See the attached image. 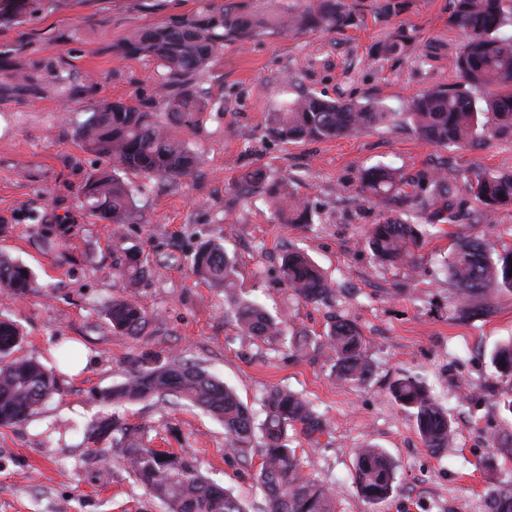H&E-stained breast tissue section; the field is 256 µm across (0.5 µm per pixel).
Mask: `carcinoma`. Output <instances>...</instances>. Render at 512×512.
I'll use <instances>...</instances> for the list:
<instances>
[{"instance_id":"carcinoma-1","label":"carcinoma","mask_w":512,"mask_h":512,"mask_svg":"<svg viewBox=\"0 0 512 512\" xmlns=\"http://www.w3.org/2000/svg\"><path fill=\"white\" fill-rule=\"evenodd\" d=\"M194 13L173 22L137 30L118 47L126 56H149L166 70L158 104L140 99L96 104L78 129L82 147L112 162V171L90 178L81 188L84 207L111 224H133L137 212L131 186L124 175L135 172L160 183L193 175L199 165L179 129L199 126L216 103L193 88L194 76L205 71L224 50V42L267 32L288 34L307 30L332 32L355 24L344 0H301V4L268 14L239 15L199 0ZM38 10L36 0H0V23L15 21L26 11ZM449 23L462 35L455 68L459 81L426 90L400 110L373 102L344 103L313 92H301L288 106L268 113L266 135L282 143L331 139L380 124L410 126L427 142L442 148L472 147L487 130L512 135V0H452ZM410 42L403 31L388 35L375 48L377 56L404 51ZM359 202L380 201L396 209L367 229L365 243L378 264L415 269L421 265L429 228L455 220L465 199L479 205L488 222L499 210L512 206V175L471 172L451 184L442 171L406 174L389 166L360 173L353 186ZM274 214L291 224H307L310 204L281 183L268 190ZM194 275L224 287L238 332L253 339H277L293 355L305 358L321 350L332 362L336 379L357 387L369 385L373 368L366 339L347 318L333 321L323 336L288 330V322L271 315L261 304L242 297L235 284L236 260L218 241H207L188 257ZM444 267L456 291L451 319H473L479 307L474 299L491 290L512 291V249L497 252L477 237L461 236ZM116 275L127 291L112 299L107 318L112 332L137 336L149 319L135 296L146 268L140 252L126 249L115 258ZM283 280L307 302L328 298L331 288L320 267L303 251H291L281 263ZM33 285L28 267L0 258V288L17 298ZM23 337L19 327L0 318V426L24 421L54 390L51 372L37 359L19 355ZM491 361L502 377H512V344L498 347ZM392 398L411 410L416 431L432 451L448 447L454 428L424 377L403 374L390 386ZM106 398L118 405L153 400L164 406L199 408L224 424L228 454L245 458L261 441L262 462L257 482L264 496L257 512H336L332 489L302 469L289 430L298 426L312 433L322 427L314 404L285 387L267 391L264 418L257 420L236 392L201 364L180 358L155 359L132 370L125 381L112 386ZM94 441L112 439V456L124 464L149 497L166 512H249L229 490L211 482L197 458L185 453L145 448L130 428L114 418H103L87 430ZM398 465L382 448L367 443L355 451V473L363 498L386 502L394 490ZM493 512H512V484L494 486Z\"/></svg>"}]
</instances>
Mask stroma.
<instances>
[{
	"label": "stroma",
	"mask_w": 512,
	"mask_h": 512,
	"mask_svg": "<svg viewBox=\"0 0 512 512\" xmlns=\"http://www.w3.org/2000/svg\"><path fill=\"white\" fill-rule=\"evenodd\" d=\"M347 2L361 18L357 26L225 44L194 81L222 109L181 133L201 156L197 172L165 185L132 177L138 219L119 228L82 206L80 190L103 164L81 148L78 127L92 102L154 99L164 69L121 55L118 46L132 31L191 14L197 0H45L36 16L0 25V254L27 266L35 280L21 299L0 290V317L20 328L22 354L38 358L55 379L53 394L26 421L0 427V512H165L112 461L109 442L85 440L86 428L107 415L142 427L144 446L196 455L216 483L247 506L262 504L258 452L245 462L228 456L219 421L187 405L115 406L105 399L129 370L156 355L202 364L257 414L274 385L312 401L325 432L314 442L291 431V445L305 474L333 487L338 512H490L492 485L512 482V460L491 448L493 437L512 434V415L496 405L506 383L491 364L496 346L512 340V292L479 297L484 313L471 321L451 320L455 290L442 267L460 235L512 249V206L483 223L474 203L463 205L455 223L434 229L421 266L411 271L373 263L364 231L387 212L372 203L357 207L350 187L361 171L382 164L414 173L443 161L452 177L512 174V136L490 132L478 147L444 151L410 129L385 125L293 144L264 134L267 113L302 88L396 108L456 81L459 34L448 24L450 0H409L388 18L372 13L375 0ZM397 30L411 37L413 50L374 57L375 45ZM18 72L30 90L16 89ZM256 168L271 181L290 179L313 206L310 226L280 224L260 186L241 193ZM61 224L74 232L59 236ZM207 240L236 256L244 296L296 328L320 336L331 316L354 320L368 341L370 385L338 384L325 354L301 360L276 340L240 335L223 288L189 270V255ZM130 247L149 270L136 288L149 324L141 335L117 336L106 309L124 286L112 264ZM293 248L324 268L335 290L330 304L298 299L282 282V257ZM75 343L87 362L70 375L60 354ZM405 370L425 375L455 423V437L440 453L424 447L412 416L389 393ZM368 442L398 464L393 493L381 505L364 500L356 484L354 451Z\"/></svg>",
	"instance_id": "stroma-1"
}]
</instances>
